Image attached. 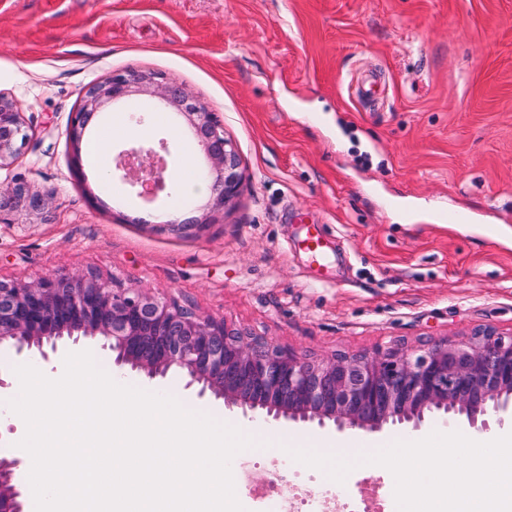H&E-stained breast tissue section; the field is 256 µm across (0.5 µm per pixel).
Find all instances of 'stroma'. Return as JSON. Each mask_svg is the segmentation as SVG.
<instances>
[{"mask_svg":"<svg viewBox=\"0 0 512 512\" xmlns=\"http://www.w3.org/2000/svg\"><path fill=\"white\" fill-rule=\"evenodd\" d=\"M129 68L182 84L235 145L240 191L223 209L190 200L206 227L157 230L170 199L146 200L99 166L70 170L66 127L87 86ZM380 77L374 101L358 88ZM0 94L28 140L0 166L46 214L0 223V278L94 271L313 355L512 332V0H0ZM172 143L169 170L195 149L182 118L117 141ZM463 210L469 220L446 222ZM320 232L321 262L304 246ZM189 410L264 428L165 380ZM286 424L318 441L421 439L441 428ZM246 512H283L262 490L278 475L300 499L334 487L352 512H397L384 467L344 483L281 448L244 450Z\"/></svg>","mask_w":512,"mask_h":512,"instance_id":"stroma-1","label":"stroma"}]
</instances>
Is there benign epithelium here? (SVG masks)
Masks as SVG:
<instances>
[{"label":"benign epithelium","mask_w":512,"mask_h":512,"mask_svg":"<svg viewBox=\"0 0 512 512\" xmlns=\"http://www.w3.org/2000/svg\"><path fill=\"white\" fill-rule=\"evenodd\" d=\"M140 95L158 97L184 118L210 162L201 173L211 181L214 204L235 199L240 160L220 119L182 86L150 71L127 69L87 88L66 129L74 170L82 172L81 146L103 109ZM26 139L18 105L0 94V165ZM168 155V142L161 139L120 152L116 168L140 196L153 199L169 194L162 165ZM47 206L21 181L0 189L1 223L21 209L43 214ZM96 337L111 351L112 367L150 380L178 370L186 387H198L199 398L222 399L245 417L262 412L275 421L370 432L389 425L418 430L436 415L485 431L488 413L500 425L512 417V336L490 325L421 346L312 357L94 272L0 280V344L10 343L16 355L25 358L36 349L47 359L62 350L64 339L76 345ZM15 467L14 461H0V512H22Z\"/></svg>","instance_id":"7a95c632"}]
</instances>
